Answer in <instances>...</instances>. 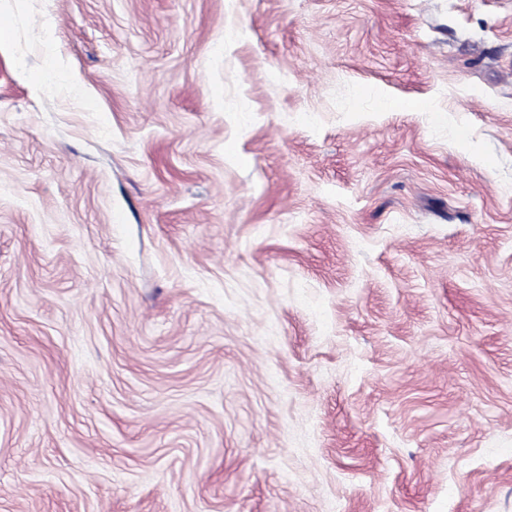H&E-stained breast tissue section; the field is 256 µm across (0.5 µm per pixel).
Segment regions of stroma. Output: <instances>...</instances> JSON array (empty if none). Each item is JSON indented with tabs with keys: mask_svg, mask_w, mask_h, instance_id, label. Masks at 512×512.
<instances>
[{
	"mask_svg": "<svg viewBox=\"0 0 512 512\" xmlns=\"http://www.w3.org/2000/svg\"><path fill=\"white\" fill-rule=\"evenodd\" d=\"M0 27V512H512V0Z\"/></svg>",
	"mask_w": 512,
	"mask_h": 512,
	"instance_id": "35a3bbf8",
	"label": "stroma"
}]
</instances>
